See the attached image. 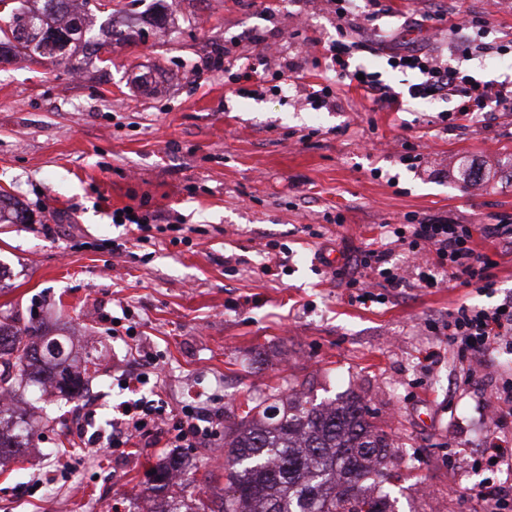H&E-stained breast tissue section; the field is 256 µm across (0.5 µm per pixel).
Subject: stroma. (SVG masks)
Instances as JSON below:
<instances>
[{
    "label": "stroma",
    "mask_w": 512,
    "mask_h": 512,
    "mask_svg": "<svg viewBox=\"0 0 512 512\" xmlns=\"http://www.w3.org/2000/svg\"><path fill=\"white\" fill-rule=\"evenodd\" d=\"M364 23L352 64L405 97L390 112L327 78L336 16L327 0H178L166 32L145 27L86 69L20 56L0 64V193L27 212L0 224V315L41 323L97 364L78 397L26 388L35 436L0 463V512H152L150 468L169 433H138L109 451L85 445L74 421L137 396L180 416L204 409L215 430L189 449L179 481L205 502L224 487L214 457L245 399L297 390L316 401L358 395L398 454L384 486L398 512H481L464 488L512 486V469L475 467L481 437L512 443V415L492 421L490 391L512 354L460 361L430 332L460 304L512 296V251L495 256L497 286H413L403 246L393 261L410 285L383 304L351 301L337 267L367 242L391 243L406 216L466 224L512 218V112L449 128L456 97L408 98L378 33L448 58L453 32L488 19L486 40H512V0H385ZM433 28L408 21L438 8ZM272 50L260 79L242 80L254 37ZM296 81L280 88L278 72ZM329 86L337 102L312 103ZM414 145L421 166L404 159ZM482 178L463 186L464 168ZM161 214L153 243L115 209ZM184 242H176L177 234ZM125 244L122 252L113 243ZM156 373L129 391L138 354Z\"/></svg>",
    "instance_id": "1"
}]
</instances>
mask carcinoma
Here are the masks:
<instances>
[{
	"instance_id": "cac0c4a2",
	"label": "carcinoma",
	"mask_w": 512,
	"mask_h": 512,
	"mask_svg": "<svg viewBox=\"0 0 512 512\" xmlns=\"http://www.w3.org/2000/svg\"><path fill=\"white\" fill-rule=\"evenodd\" d=\"M5 3L0 25V62L19 53L52 62L81 65L84 58L112 44L129 45L140 32L107 18L93 32V0H30ZM147 23H166L164 0H153ZM40 366L62 394L74 397L89 378L73 371L70 353L34 323L18 328L0 319V391L22 395ZM29 423L0 409V459L28 446ZM396 459L387 434L369 420L360 400L311 404L298 392L275 403L258 402L224 427V496L217 512H394L388 494L372 487L388 480ZM185 466L170 456L156 467L147 491L161 497L155 512H203V503L185 490L165 495Z\"/></svg>"
}]
</instances>
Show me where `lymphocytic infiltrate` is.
Returning <instances> with one entry per match:
<instances>
[{
	"mask_svg": "<svg viewBox=\"0 0 512 512\" xmlns=\"http://www.w3.org/2000/svg\"><path fill=\"white\" fill-rule=\"evenodd\" d=\"M351 2L329 0L336 15V38L328 47L332 70L336 76L373 95L375 101L390 111H399L401 102L398 92L383 83L377 73L368 71L360 76L350 68L349 59L358 47L348 31ZM487 24L486 18L475 16L465 26L458 28L457 55L460 62L456 65L439 59L432 52L400 44L396 33L382 34L381 39L391 45L388 52L390 67L404 74L415 75V83L408 87L411 98L435 100L449 95L457 97L456 108L444 116L445 121L453 125L500 107L512 109L511 78L483 82L471 75L462 64L472 48L474 30ZM477 233L512 247V219L509 218L496 224L473 226L445 218L415 217L392 231L396 242L406 246L418 259L415 275L419 286L430 287L432 279L443 274L455 285L474 284L479 289L489 290L496 286L492 274L496 262L490 255L475 249L473 236ZM355 265L374 273L380 287L379 292H370L367 281L349 276L346 285L356 290L357 301L378 303L385 300L388 292L406 285L405 279L390 263L389 249L366 248L357 255ZM437 332L446 336L449 346L455 348L458 358L462 360L487 358L500 350L512 353V297L486 309L461 304L449 311L447 320L438 327ZM115 412L119 424L107 439V445L111 448L122 447L125 439L133 433L167 426L172 428V441L179 448L197 447L212 434L211 428L201 427L189 411L171 425L167 424L164 411L159 406L121 403L116 405Z\"/></svg>",
	"mask_w": 512,
	"mask_h": 512,
	"instance_id": "obj_1",
	"label": "lymphocytic infiltrate"
}]
</instances>
